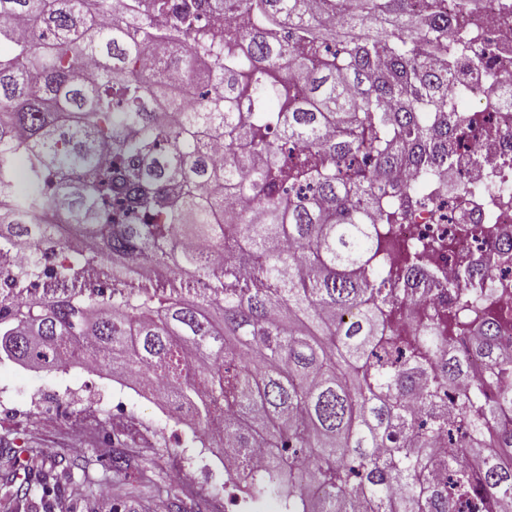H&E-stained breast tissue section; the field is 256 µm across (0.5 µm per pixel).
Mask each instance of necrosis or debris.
<instances>
[{"label":"necrosis or debris","instance_id":"4bbe7bcc","mask_svg":"<svg viewBox=\"0 0 512 512\" xmlns=\"http://www.w3.org/2000/svg\"><path fill=\"white\" fill-rule=\"evenodd\" d=\"M449 38L465 45L462 69L476 64L482 71L449 88L453 116L467 126L468 136L452 147L443 171L445 179L467 187L475 229L464 232L457 196L431 189L422 192L404 223L379 225L389 245L378 263L400 273V308L388 317L390 331L400 335L447 315L460 269L473 258L482 261L483 293L463 309L468 327L490 310L512 313V259L501 258L494 241L480 232L489 224L512 240V0H470L465 25L453 27ZM407 250L419 253L421 274L402 271Z\"/></svg>","mask_w":512,"mask_h":512}]
</instances>
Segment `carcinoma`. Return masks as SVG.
<instances>
[{
  "instance_id": "1",
  "label": "carcinoma",
  "mask_w": 512,
  "mask_h": 512,
  "mask_svg": "<svg viewBox=\"0 0 512 512\" xmlns=\"http://www.w3.org/2000/svg\"><path fill=\"white\" fill-rule=\"evenodd\" d=\"M0 0V247L55 246L50 183L78 224L69 295L27 299L39 257L0 269V358L91 360L154 384L204 444L236 452L240 490L285 512H505L512 507V344L489 314L470 372L448 336L389 334L374 217L403 223L448 143L464 21L410 0H233L212 33L195 7ZM288 60V71L280 69ZM183 68L193 107L167 79ZM113 156L101 165L100 145ZM389 179L398 192L386 196ZM257 198L247 224L230 199ZM209 280L189 296L134 286ZM112 299L85 293L86 276ZM448 435V453L432 447Z\"/></svg>"
}]
</instances>
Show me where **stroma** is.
I'll list each match as a JSON object with an SVG mask.
<instances>
[{"label":"stroma","mask_w":512,"mask_h":512,"mask_svg":"<svg viewBox=\"0 0 512 512\" xmlns=\"http://www.w3.org/2000/svg\"><path fill=\"white\" fill-rule=\"evenodd\" d=\"M1 401L21 410L0 417V494L14 476L26 493L19 512H153L160 501L181 502L184 512L237 508L224 494L221 464L193 430L163 414L157 400L122 394L108 372L3 359ZM33 449L43 468L31 466Z\"/></svg>","instance_id":"1"}]
</instances>
